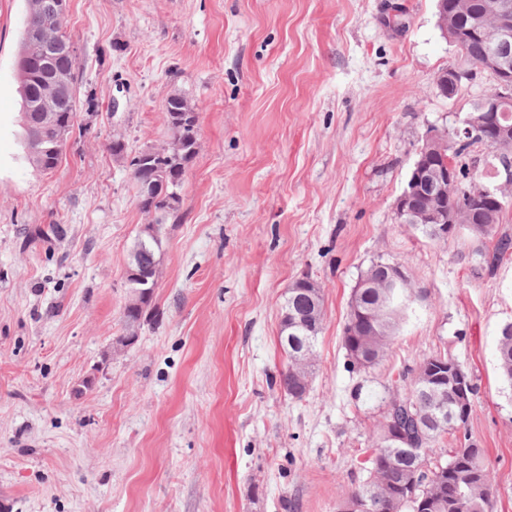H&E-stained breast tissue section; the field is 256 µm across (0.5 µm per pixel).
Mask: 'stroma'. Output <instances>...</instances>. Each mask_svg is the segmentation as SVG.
<instances>
[{"mask_svg": "<svg viewBox=\"0 0 512 512\" xmlns=\"http://www.w3.org/2000/svg\"><path fill=\"white\" fill-rule=\"evenodd\" d=\"M26 0H0V512H337L399 372L448 353L477 394L493 512H512V259H471L467 231L433 240L395 201L428 129L453 134L477 93L435 0H68L76 123L58 168L19 142ZM199 114L181 219L162 221L154 308L123 347L124 272L145 222L128 161L168 143L164 103ZM418 298L382 359L347 369L343 326L374 262ZM320 287L309 389L279 386L291 284ZM94 384L81 390L86 377ZM497 358L502 377L512 382V323L504 325L500 331Z\"/></svg>", "mask_w": 512, "mask_h": 512, "instance_id": "35a3bbf8", "label": "stroma"}]
</instances>
